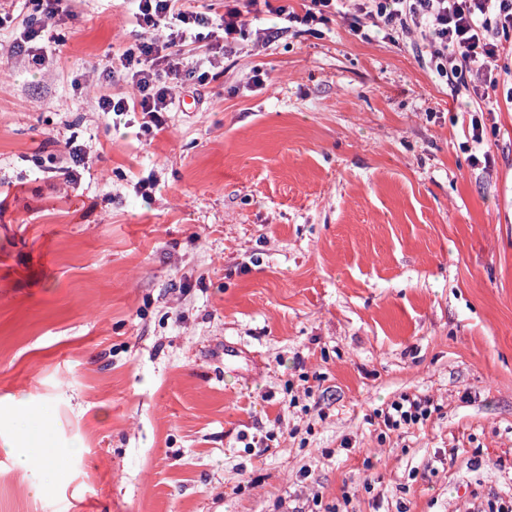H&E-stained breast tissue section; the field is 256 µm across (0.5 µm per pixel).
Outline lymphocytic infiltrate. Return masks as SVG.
<instances>
[{"label":"lymphocytic infiltrate","mask_w":512,"mask_h":512,"mask_svg":"<svg viewBox=\"0 0 512 512\" xmlns=\"http://www.w3.org/2000/svg\"><path fill=\"white\" fill-rule=\"evenodd\" d=\"M33 11L23 20L20 39L11 41L7 54L26 51L33 63L48 54L39 37L49 23L70 16L69 0H30ZM137 27L144 32L137 43L120 56L122 80L133 95L103 90L98 109L105 115L142 113L145 130L166 128L164 115L176 104V90L187 80L203 83L211 78L219 62L207 46L216 31H223L224 46L244 49L248 40V18L262 12L303 32L316 34L318 26L339 16L353 32L365 24L384 31L402 32L426 43L439 73L450 63L475 74L480 86L499 84V60L503 41L512 37V0H355L352 11L340 12V0H309L303 13L290 10L288 0H236L223 15L214 17L187 9L183 0H129ZM427 397L401 395L378 415L379 425L388 431L421 426L432 414Z\"/></svg>","instance_id":"lymphocytic-infiltrate-1"}]
</instances>
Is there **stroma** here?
<instances>
[{"label": "stroma", "instance_id": "35a3bbf8", "mask_svg": "<svg viewBox=\"0 0 512 512\" xmlns=\"http://www.w3.org/2000/svg\"><path fill=\"white\" fill-rule=\"evenodd\" d=\"M71 8L43 65L0 64V512L512 496V39L480 99L413 38L267 16L154 134L97 108L127 6ZM403 394L435 412L379 435ZM78 142V134L75 132L71 133V135L65 141V150L68 153L69 159L73 166L67 167L63 172L64 176H66L69 181H76L78 179L77 176V167H80L83 164L84 160V151L81 148V144H77Z\"/></svg>", "mask_w": 512, "mask_h": 512}]
</instances>
